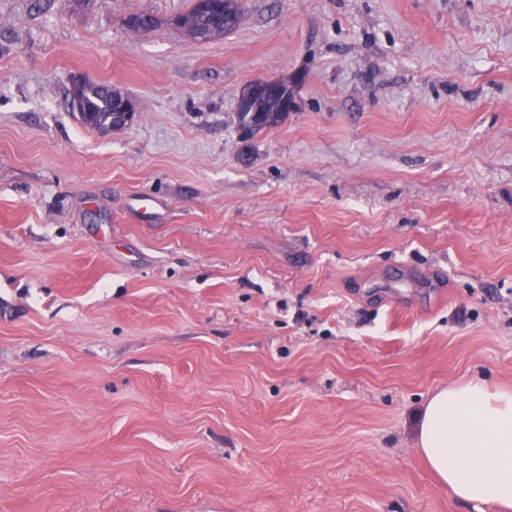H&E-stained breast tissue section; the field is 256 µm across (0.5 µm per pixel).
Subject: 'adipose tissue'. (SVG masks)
Returning a JSON list of instances; mask_svg holds the SVG:
<instances>
[{
  "label": "adipose tissue",
  "instance_id": "ef3b65f1",
  "mask_svg": "<svg viewBox=\"0 0 512 512\" xmlns=\"http://www.w3.org/2000/svg\"><path fill=\"white\" fill-rule=\"evenodd\" d=\"M416 446L438 481L489 512H512V391L481 375L435 391Z\"/></svg>",
  "mask_w": 512,
  "mask_h": 512
}]
</instances>
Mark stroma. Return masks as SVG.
Wrapping results in <instances>:
<instances>
[{
  "label": "stroma",
  "mask_w": 512,
  "mask_h": 512,
  "mask_svg": "<svg viewBox=\"0 0 512 512\" xmlns=\"http://www.w3.org/2000/svg\"><path fill=\"white\" fill-rule=\"evenodd\" d=\"M189 5L0 0V512H486L416 425L512 388V0ZM193 0L192 6L176 16L173 24L188 36L199 41H211L223 37L228 31L225 17L232 14L240 21L243 7L241 0H209L204 6ZM280 81L258 79L251 81L241 92L237 103V127L244 139H250L264 131L281 124L288 112H239L247 105L253 103L271 85H279ZM102 85V86H101ZM80 90H70V100L77 96L81 105V112H77L80 123L91 130L106 134L125 129L133 120L125 119L113 105L111 86L101 84ZM103 87V88H102Z\"/></svg>",
  "instance_id": "35a3bbf8"
}]
</instances>
